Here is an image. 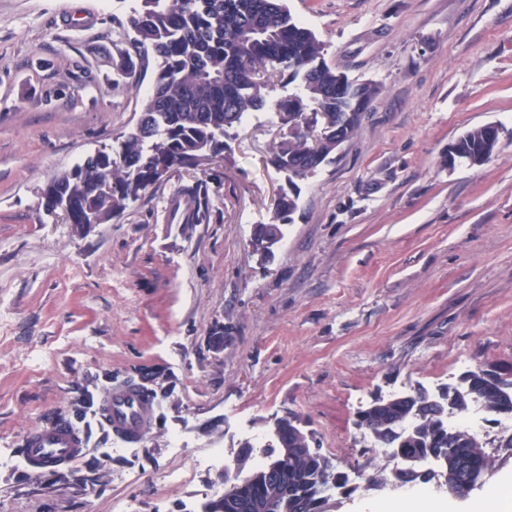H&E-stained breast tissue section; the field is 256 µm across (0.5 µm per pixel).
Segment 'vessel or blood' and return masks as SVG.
I'll return each mask as SVG.
<instances>
[{"mask_svg":"<svg viewBox=\"0 0 512 512\" xmlns=\"http://www.w3.org/2000/svg\"><path fill=\"white\" fill-rule=\"evenodd\" d=\"M102 423L117 439L139 441L155 419V405L132 385L103 388L97 401ZM87 446L85 432L65 422L25 433L22 456L31 474L39 475L80 461Z\"/></svg>","mask_w":512,"mask_h":512,"instance_id":"vessel-or-blood-1","label":"vessel or blood"}]
</instances>
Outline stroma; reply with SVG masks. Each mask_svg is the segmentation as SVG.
<instances>
[{
	"mask_svg": "<svg viewBox=\"0 0 512 512\" xmlns=\"http://www.w3.org/2000/svg\"><path fill=\"white\" fill-rule=\"evenodd\" d=\"M286 4L330 67L380 91L356 136L293 187L298 208L266 261L254 228L292 188L270 163L286 128L267 110L233 129L223 158L169 171L109 223L46 214L50 178L135 127L158 61L116 78L140 0H0V455L20 454L33 427L89 430L64 472L0 468V512H200L222 468L199 458L237 457L287 414L352 480L333 512H366L405 490L368 481L401 466L357 426L372 399L512 367V0ZM486 123L502 129L489 161L445 166ZM195 183L209 216L184 224L174 207ZM126 381L158 404L135 444L91 403ZM481 424L498 460L483 485L428 484L452 512L512 476L496 415ZM172 469L183 484H163Z\"/></svg>",
	"mask_w": 512,
	"mask_h": 512,
	"instance_id": "1",
	"label": "stroma"
}]
</instances>
